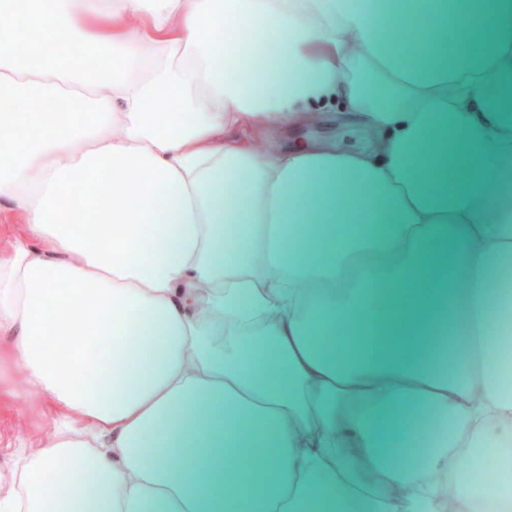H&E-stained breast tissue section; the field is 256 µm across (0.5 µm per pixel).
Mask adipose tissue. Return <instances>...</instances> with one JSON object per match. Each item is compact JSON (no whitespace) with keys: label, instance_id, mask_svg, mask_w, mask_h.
Wrapping results in <instances>:
<instances>
[{"label":"adipose tissue","instance_id":"1","mask_svg":"<svg viewBox=\"0 0 512 512\" xmlns=\"http://www.w3.org/2000/svg\"><path fill=\"white\" fill-rule=\"evenodd\" d=\"M447 6L0 0V512H512V0L409 58ZM321 119L314 124L302 125L294 131L285 130L277 126L267 124L262 129L250 130L244 138L253 146L270 145V148H261L268 151H276L296 144H303L319 138H329L339 148L359 145L363 140V132L355 125H346L336 131L335 119L330 116L335 108H323ZM13 382L24 395V402L13 409L3 408L0 416V474L5 481L15 457L30 448H22L36 435L52 432L53 422L47 414L48 399L34 390L22 388L20 370L12 374Z\"/></svg>","mask_w":512,"mask_h":512}]
</instances>
